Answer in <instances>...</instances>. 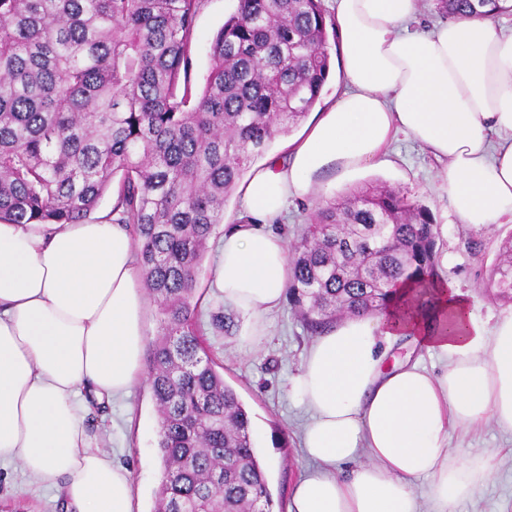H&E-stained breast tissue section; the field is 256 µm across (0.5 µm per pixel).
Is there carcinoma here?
Masks as SVG:
<instances>
[{"label":"carcinoma","instance_id":"obj_1","mask_svg":"<svg viewBox=\"0 0 512 512\" xmlns=\"http://www.w3.org/2000/svg\"><path fill=\"white\" fill-rule=\"evenodd\" d=\"M490 0H437L465 17ZM202 0H0V223L132 230L160 333L149 385L159 415L155 512H273L248 410L206 353L196 298L224 205L250 163L321 99L330 72L321 0H238L213 35L201 92L190 71ZM439 231L408 193L368 184L315 211L289 245L295 312L339 315L442 284ZM486 292L512 301V236Z\"/></svg>","mask_w":512,"mask_h":512}]
</instances>
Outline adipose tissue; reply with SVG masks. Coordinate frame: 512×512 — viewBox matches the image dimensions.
<instances>
[{
    "label": "adipose tissue",
    "instance_id": "obj_1",
    "mask_svg": "<svg viewBox=\"0 0 512 512\" xmlns=\"http://www.w3.org/2000/svg\"><path fill=\"white\" fill-rule=\"evenodd\" d=\"M421 9L422 0H336L346 90L239 182L240 215L219 243L211 286L249 316L253 334L291 278L288 243L271 223L322 173L380 161L397 134L443 162L440 187L458 223L488 232L512 216V32L486 16L411 31ZM144 304L124 226L0 224V463L56 486L68 512H135L130 472L91 447L77 399L109 401L145 380ZM449 320L462 332L442 331ZM403 336L442 371L387 366ZM295 389L314 467L288 512H454L494 467L450 450L449 431L490 422L512 434V311L484 322L469 292L444 284L430 319L391 309L323 333Z\"/></svg>",
    "mask_w": 512,
    "mask_h": 512
}]
</instances>
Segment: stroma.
<instances>
[{
	"label": "stroma",
	"mask_w": 512,
	"mask_h": 512,
	"mask_svg": "<svg viewBox=\"0 0 512 512\" xmlns=\"http://www.w3.org/2000/svg\"><path fill=\"white\" fill-rule=\"evenodd\" d=\"M236 7L237 0H204L195 23L190 75L195 88L204 84L213 34ZM388 153L389 161L384 165L362 167L340 177L323 174L321 180L329 184V191L290 206L287 218L276 220L273 231L295 239L318 207L365 184L400 189L427 208L438 226L439 249L446 257L439 269L441 278L470 292L479 319L486 321L511 310L512 303L486 293L481 283L489 275L501 239L512 234V223L497 225L489 233L457 223L447 196L435 181L440 162L404 135L389 146ZM471 241L480 243V252L468 249ZM235 321L229 335L208 325L203 331L212 357L224 367L225 381L235 388L250 412L273 494L285 501L309 466L300 440L306 415L294 391V379L314 336L287 303L267 316L266 335H248V318L243 314H236ZM85 423L92 446L105 449L114 462L129 469L139 512H154L162 466L155 450L158 413L149 386H135L123 399L90 408ZM449 443L491 456L495 469L492 481L460 504L457 512H512V436L489 425L476 434L453 432ZM0 512H66V507L60 492L32 481L14 465L0 468Z\"/></svg>",
	"instance_id": "obj_1"
}]
</instances>
